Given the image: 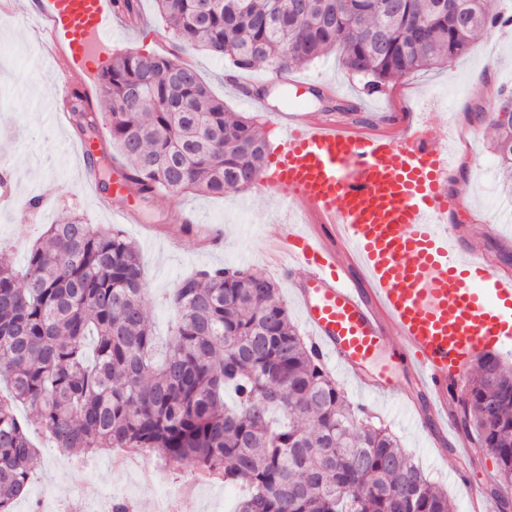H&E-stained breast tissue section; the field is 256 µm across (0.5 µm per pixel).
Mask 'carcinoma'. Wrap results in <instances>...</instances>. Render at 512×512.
I'll use <instances>...</instances> for the list:
<instances>
[{
  "instance_id": "cac0c4a2",
  "label": "carcinoma",
  "mask_w": 512,
  "mask_h": 512,
  "mask_svg": "<svg viewBox=\"0 0 512 512\" xmlns=\"http://www.w3.org/2000/svg\"><path fill=\"white\" fill-rule=\"evenodd\" d=\"M173 41L233 68L276 73L329 53L377 93L395 77L469 52L491 26L483 0H155ZM107 111L75 109L88 139L101 125L122 149L131 194L222 196L250 188L269 143L255 118L230 112L171 53L112 56L100 75ZM495 150L512 169V118L494 114ZM139 250L119 227L80 216L52 224L26 267L0 262V512L27 491L30 429L93 454L156 451L245 488L237 512H448V494L350 403L292 322L276 281L248 268L184 277L162 360L144 305ZM453 417L493 451L503 512L512 500V368L491 352L475 364ZM29 409L26 422L14 412Z\"/></svg>"
}]
</instances>
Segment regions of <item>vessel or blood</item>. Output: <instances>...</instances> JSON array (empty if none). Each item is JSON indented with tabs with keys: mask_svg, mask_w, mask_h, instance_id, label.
Returning a JSON list of instances; mask_svg holds the SVG:
<instances>
[{
	"mask_svg": "<svg viewBox=\"0 0 512 512\" xmlns=\"http://www.w3.org/2000/svg\"><path fill=\"white\" fill-rule=\"evenodd\" d=\"M115 0H36L48 45L85 81L94 48L112 42ZM279 159L261 190L288 187L317 230L274 235L282 275L321 359L387 396L394 374H366L384 346L424 393L418 424L446 437L449 384H463L478 355L512 346V275L463 250L440 188L448 157L432 126L399 138L361 135L328 120L284 121Z\"/></svg>",
	"mask_w": 512,
	"mask_h": 512,
	"instance_id": "1",
	"label": "vessel or blood"
}]
</instances>
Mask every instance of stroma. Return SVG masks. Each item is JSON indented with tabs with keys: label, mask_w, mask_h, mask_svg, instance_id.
Segmentation results:
<instances>
[{
	"label": "stroma",
	"mask_w": 512,
	"mask_h": 512,
	"mask_svg": "<svg viewBox=\"0 0 512 512\" xmlns=\"http://www.w3.org/2000/svg\"><path fill=\"white\" fill-rule=\"evenodd\" d=\"M30 0H0V154L8 160L12 174L7 188H0V259L22 266L27 248L43 237L50 224L75 213L100 229L123 227L140 247V264L146 286L145 307L159 338H166L171 324L162 295L176 287L185 276L205 268L251 267L278 280L280 296L287 304L295 325L303 320L292 287L281 279L266 252L270 225L288 228L291 211L283 206L288 189L273 196H259L248 189L223 196L161 194L150 201L116 197L111 209L100 206L86 170L73 143L79 136L72 124H57L55 113L69 111L76 98L64 94L67 74L62 62L38 48L31 27ZM141 19L115 22L116 52L132 50L142 54L172 49L173 43L155 13V0H140ZM181 57L195 67L212 92L223 99L230 111L246 114L239 92L223 81L220 62L200 51L181 50ZM282 84L267 65L241 72L240 80L272 87L261 118L272 150H279L275 125L278 114L302 122L311 117L331 118L356 125L365 135L400 136V121L434 123L439 133L454 132L458 159L465 170L448 169L441 181L448 197L467 192V205L452 209L449 222L460 245L481 253L489 266L512 273V237L504 235L501 224L488 220L490 212L512 210V181L506 180L494 152L496 133L490 123L497 100L487 98L486 88L512 86V38L488 29L477 33L469 53L444 65L397 77L380 92L370 94L359 78L341 68L335 55L288 74ZM313 79L318 96H306L305 108L289 111L294 101L293 81ZM196 229L181 232L186 219ZM224 229L221 247L204 243L201 226ZM328 371L343 388L347 398L363 405L375 424L387 427L401 450L435 483L448 491L449 512H475L468 484H482L497 472L494 454L481 450L478 457L457 452L452 446L432 444L429 436L412 422L406 404L420 401L412 381L398 375L392 395L381 398L360 390L335 364ZM31 437L38 446L26 495L15 512H42V503L56 499L58 507L88 508L89 512H110L103 500L84 502L81 492L90 477L101 476L113 488L125 490L128 512H156L179 500L180 512H234L241 490L219 481L193 486L189 469L160 468V458L147 451L145 460L127 469L108 467V454L86 457L60 452L39 432Z\"/></svg>",
	"instance_id": "stroma-1"
}]
</instances>
